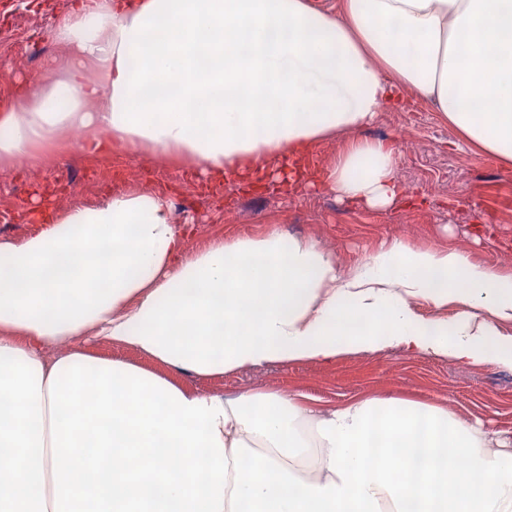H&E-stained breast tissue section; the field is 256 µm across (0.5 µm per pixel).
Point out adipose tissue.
<instances>
[{
    "label": "adipose tissue",
    "instance_id": "obj_1",
    "mask_svg": "<svg viewBox=\"0 0 512 512\" xmlns=\"http://www.w3.org/2000/svg\"><path fill=\"white\" fill-rule=\"evenodd\" d=\"M51 33L66 79L0 107V164L19 171L119 147L384 210L408 201L398 154L352 133L408 99L512 166V0H84ZM32 214L37 234L0 241V512H512V441L445 408L227 397L70 347L197 378L386 349L512 368V274L404 239L342 273L274 228L192 251L155 189ZM83 346L89 354L94 356L112 358L131 364L159 369L140 353L120 345L88 341L84 343Z\"/></svg>",
    "mask_w": 512,
    "mask_h": 512
}]
</instances>
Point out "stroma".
<instances>
[{
    "label": "stroma",
    "mask_w": 512,
    "mask_h": 512,
    "mask_svg": "<svg viewBox=\"0 0 512 512\" xmlns=\"http://www.w3.org/2000/svg\"><path fill=\"white\" fill-rule=\"evenodd\" d=\"M70 0H0V105L18 86L46 78L55 68L59 46L49 30ZM29 39L30 55L13 49ZM356 137L393 143L400 151L398 177L415 197L413 205L386 211L355 208L321 190L288 194L266 190H214L177 168L172 184L177 223L193 220L192 247L227 236L312 237L331 249L341 268L395 239L422 246H454L479 261L512 273V167L459 143L456 132L424 103L384 112L356 130ZM130 162L121 151L89 155L76 147L49 153L25 175L0 182V241L36 231L24 211L37 185L63 187L58 203H96ZM191 388L235 396L251 389L303 392L320 409L353 398L399 397L442 405L470 422L512 437V369L462 365L433 356L394 350L345 354L331 364L293 363L248 367L207 381L184 375Z\"/></svg>",
    "instance_id": "35a3bbf8"
}]
</instances>
